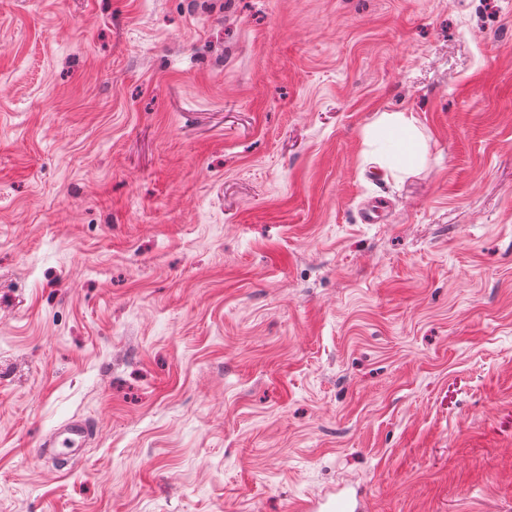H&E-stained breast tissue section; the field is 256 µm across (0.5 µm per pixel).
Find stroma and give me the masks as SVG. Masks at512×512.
<instances>
[{"label":"stroma","mask_w":512,"mask_h":512,"mask_svg":"<svg viewBox=\"0 0 512 512\" xmlns=\"http://www.w3.org/2000/svg\"><path fill=\"white\" fill-rule=\"evenodd\" d=\"M339 484L512 512V0H0V512ZM375 125L382 130L388 142V150L394 154L393 168H405L417 158L420 152V140L416 132L415 119L412 116H406L402 112H384ZM88 436L89 431L81 421L71 420L62 424L49 438L40 441L37 452L67 457L70 451L85 442Z\"/></svg>","instance_id":"obj_1"}]
</instances>
